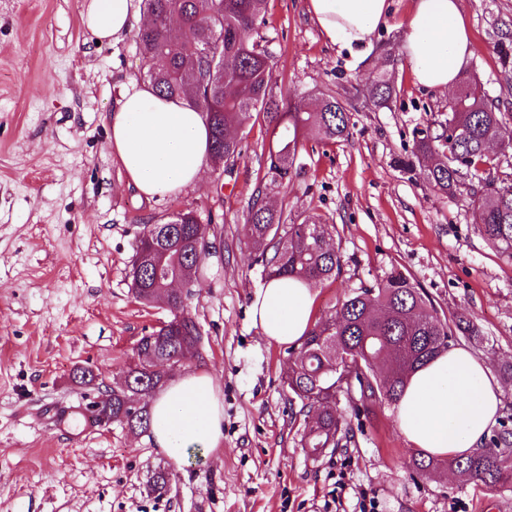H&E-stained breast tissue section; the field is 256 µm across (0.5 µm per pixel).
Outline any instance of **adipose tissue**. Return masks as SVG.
I'll return each mask as SVG.
<instances>
[{
    "label": "adipose tissue",
    "instance_id": "ef3b65f1",
    "mask_svg": "<svg viewBox=\"0 0 512 512\" xmlns=\"http://www.w3.org/2000/svg\"><path fill=\"white\" fill-rule=\"evenodd\" d=\"M308 10L330 41L365 46L388 13L387 0H308ZM84 26L103 43H116L141 21L134 0H85ZM402 52L417 84L452 89L473 43L459 0H414ZM112 155L143 196L164 198L200 182L209 135L200 112L186 101L129 83L108 117ZM316 292L289 278L270 279L254 295L251 317L266 340L296 346L314 324ZM500 388L486 361L451 347L419 368L396 405L402 438L438 457L468 455L495 424ZM154 444L181 463L187 451L212 453L224 440V406L209 374L191 371L151 404Z\"/></svg>",
    "mask_w": 512,
    "mask_h": 512
}]
</instances>
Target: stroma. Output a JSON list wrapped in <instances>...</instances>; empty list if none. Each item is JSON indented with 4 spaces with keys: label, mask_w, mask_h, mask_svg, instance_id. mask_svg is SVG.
I'll use <instances>...</instances> for the list:
<instances>
[{
    "label": "stroma",
    "mask_w": 512,
    "mask_h": 512,
    "mask_svg": "<svg viewBox=\"0 0 512 512\" xmlns=\"http://www.w3.org/2000/svg\"><path fill=\"white\" fill-rule=\"evenodd\" d=\"M84 0H0V512H512V488L452 471L413 479L412 448L394 406L349 418L354 446L310 455L291 420L284 378L290 351L251 321L265 283L245 224L257 191L289 222L320 216L343 267L316 286V318L350 289L397 270L440 316L471 320L482 342L460 346L486 360L500 386L499 419L512 418V262L484 238L464 196L438 192L398 164L416 131L448 117L451 93L418 85L399 50L412 0L390 10L368 46L330 42L308 0H268L261 29L277 61L275 91L318 104L347 102L348 140L304 141L291 178L271 185L263 123L247 120L231 170L145 200L113 158L107 116L146 62L133 37L97 43L81 22ZM475 52L460 79L477 78L512 129V72L497 47L512 36V0H460ZM387 71L395 93L379 105L365 89ZM194 211L216 247L194 278L187 311L203 341L180 371L211 373L224 403V442L178 464L147 434L118 425L57 421L119 382L138 340L171 314L130 290L144 225ZM96 383L72 380L76 368ZM171 474L157 496L147 482Z\"/></svg>",
    "instance_id": "35a3bbf8"
}]
</instances>
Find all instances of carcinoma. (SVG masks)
Returning <instances> with one entry per match:
<instances>
[{
  "label": "carcinoma",
  "mask_w": 512,
  "mask_h": 512,
  "mask_svg": "<svg viewBox=\"0 0 512 512\" xmlns=\"http://www.w3.org/2000/svg\"><path fill=\"white\" fill-rule=\"evenodd\" d=\"M150 23L134 41L148 68L143 80L158 93L181 99L201 112L210 132L209 161L229 170L242 153L240 129L251 117L271 129L267 163L271 183L290 178L298 147L307 139L329 142L350 135L346 105L333 95L310 111L301 100L276 98L274 56L255 38L265 24L267 0H144ZM368 93L387 103L393 87L386 75L376 76ZM512 146L502 113L484 89L464 81L448 118L439 128L420 131L413 159L436 155L423 171L439 191L456 193L463 175L475 182L469 205L487 242L512 261V184L491 177L493 157L488 144ZM413 159L402 162L414 169ZM204 225L192 211H177L164 224H146L136 240L130 288L141 303L167 306L168 324L142 336L136 358L118 383L99 402L93 421L106 417L132 433L146 432L151 417L144 401L165 383L155 360L176 365L184 351L201 341V330L186 312L175 280L191 281L210 255L202 241ZM253 262L266 279L292 277L310 285L338 275L342 259L330 249L328 225L309 216L288 223L284 211L272 209L263 192L253 198L246 219ZM480 340L473 322L453 324L403 273L392 271L379 282L353 288L338 300L329 316L316 322L289 363L284 384L291 419L301 431V445L320 455L341 448L353 438L348 415L369 412L376 402L396 404L410 376L448 350L459 337ZM450 469L466 481L490 488L512 486V429L501 425L483 448L465 457L412 455L413 476L429 477Z\"/></svg>",
  "instance_id": "obj_1"
}]
</instances>
